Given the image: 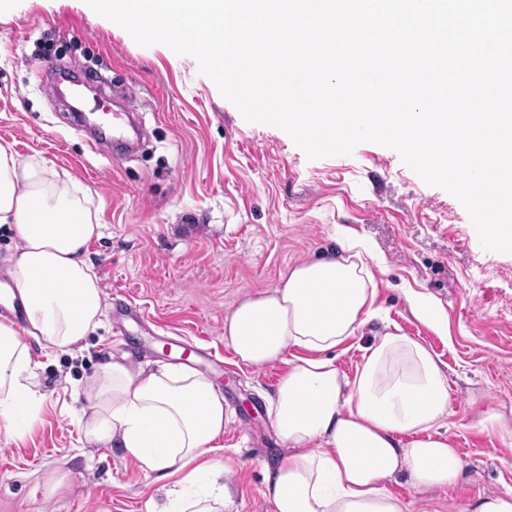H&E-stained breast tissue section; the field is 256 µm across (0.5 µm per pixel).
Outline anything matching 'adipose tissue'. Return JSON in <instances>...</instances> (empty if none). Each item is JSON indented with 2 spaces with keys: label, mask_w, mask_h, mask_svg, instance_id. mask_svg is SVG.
<instances>
[{
  "label": "adipose tissue",
  "mask_w": 512,
  "mask_h": 512,
  "mask_svg": "<svg viewBox=\"0 0 512 512\" xmlns=\"http://www.w3.org/2000/svg\"><path fill=\"white\" fill-rule=\"evenodd\" d=\"M22 246L7 273L26 311L27 329L0 322V421L22 436L42 396L25 336L71 349L97 329L102 290L87 258L102 235L86 192L34 157L0 144V225ZM368 253L343 232L340 252L289 269L280 286L243 298L224 318V341L243 363H286L268 413L286 455L263 465L273 512H404L385 483L402 475L413 488L452 486L458 451L437 429L448 416V376L438 356L395 330L364 347L354 375L335 352L378 311ZM229 420L223 394L182 366L155 372L120 362L96 378L84 426L94 444L123 448L173 488L162 512H230L234 493L219 479L231 459L216 458Z\"/></svg>",
  "instance_id": "ef3b65f1"
}]
</instances>
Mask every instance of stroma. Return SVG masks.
Masks as SVG:
<instances>
[{
	"instance_id": "obj_1",
	"label": "stroma",
	"mask_w": 512,
	"mask_h": 512,
	"mask_svg": "<svg viewBox=\"0 0 512 512\" xmlns=\"http://www.w3.org/2000/svg\"><path fill=\"white\" fill-rule=\"evenodd\" d=\"M46 51L56 71L38 64ZM117 97L140 113L145 137L137 149L110 141L96 154L76 126L101 121L102 104ZM2 143L90 189L104 226L88 249L104 315L75 350L26 337L43 403L22 437L0 421V512H150L161 481L121 448L88 443L82 426L101 365H177L187 345L229 411L232 512H272L262 465L286 445L266 399L285 366L239 362L224 316L278 287L297 262L338 250L343 227L369 248L382 316L338 368L354 374L363 347L390 327L425 343L448 375L440 432L463 462L458 485L419 492L399 476L388 491L405 512H459L512 488V440L474 421L478 409L512 411V253L483 249L457 198L397 151L364 142L308 158L281 128L246 121L193 56L140 46L85 0H13L0 20ZM410 289L447 310V334L413 316Z\"/></svg>"
}]
</instances>
